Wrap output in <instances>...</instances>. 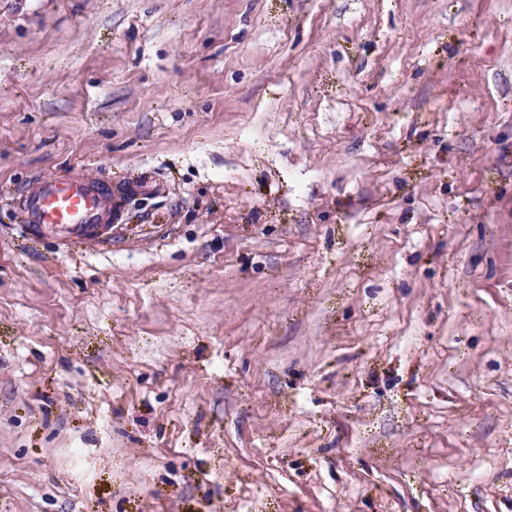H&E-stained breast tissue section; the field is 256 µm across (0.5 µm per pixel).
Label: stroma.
<instances>
[{
  "instance_id": "obj_1",
  "label": "stroma",
  "mask_w": 512,
  "mask_h": 512,
  "mask_svg": "<svg viewBox=\"0 0 512 512\" xmlns=\"http://www.w3.org/2000/svg\"><path fill=\"white\" fill-rule=\"evenodd\" d=\"M0 512H512V0H0ZM121 199H113L108 182L76 174H60L39 181L28 191L21 221L38 234L55 235L67 242L104 245Z\"/></svg>"
}]
</instances>
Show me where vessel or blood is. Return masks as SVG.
I'll return each mask as SVG.
<instances>
[{
  "mask_svg": "<svg viewBox=\"0 0 512 512\" xmlns=\"http://www.w3.org/2000/svg\"><path fill=\"white\" fill-rule=\"evenodd\" d=\"M119 208L109 183L65 173L45 178L29 190L21 220L43 236L104 245L108 242L104 231Z\"/></svg>",
  "mask_w": 512,
  "mask_h": 512,
  "instance_id": "1",
  "label": "vessel or blood"
}]
</instances>
